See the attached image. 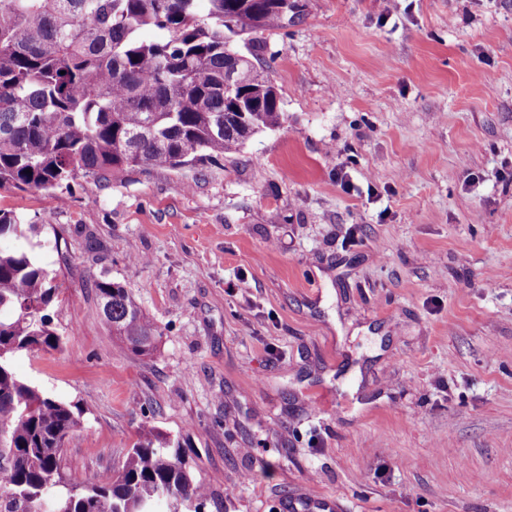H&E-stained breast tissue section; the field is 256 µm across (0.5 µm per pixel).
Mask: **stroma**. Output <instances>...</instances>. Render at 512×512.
<instances>
[{
	"instance_id": "stroma-1",
	"label": "stroma",
	"mask_w": 512,
	"mask_h": 512,
	"mask_svg": "<svg viewBox=\"0 0 512 512\" xmlns=\"http://www.w3.org/2000/svg\"><path fill=\"white\" fill-rule=\"evenodd\" d=\"M297 3L260 36L286 119L239 154L0 191L62 337L12 370L82 408L72 482L150 428L204 512H512V0ZM100 277L153 355L104 324ZM105 324L131 353L137 356L153 354L162 334L143 312L132 292L108 278L93 283Z\"/></svg>"
}]
</instances>
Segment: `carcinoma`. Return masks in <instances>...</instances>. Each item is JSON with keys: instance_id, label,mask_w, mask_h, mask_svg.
<instances>
[{"instance_id": "1", "label": "carcinoma", "mask_w": 512, "mask_h": 512, "mask_svg": "<svg viewBox=\"0 0 512 512\" xmlns=\"http://www.w3.org/2000/svg\"><path fill=\"white\" fill-rule=\"evenodd\" d=\"M286 17L278 0H0V190L51 195L79 174L102 181L240 151L285 113L264 69L231 42ZM37 228L0 209V239ZM93 286L112 335L153 354L161 332L132 292L102 277ZM56 293L27 253L0 249V314L10 313L0 317V512H202L206 493L180 442L150 430L112 483L66 482L62 445L82 409L25 384L9 363L60 346Z\"/></svg>"}]
</instances>
